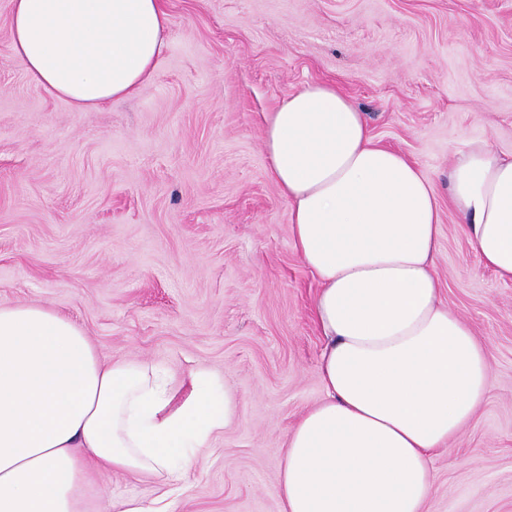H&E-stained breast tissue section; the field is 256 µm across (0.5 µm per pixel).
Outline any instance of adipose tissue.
<instances>
[{
  "label": "adipose tissue",
  "instance_id": "ef3b65f1",
  "mask_svg": "<svg viewBox=\"0 0 512 512\" xmlns=\"http://www.w3.org/2000/svg\"><path fill=\"white\" fill-rule=\"evenodd\" d=\"M169 39L162 0H11L15 59L78 112L152 84ZM264 143L326 340L325 395L286 434L281 512H425L433 459L472 422L492 376L484 344L442 300L441 207L512 282V157L486 140L453 151L440 200L328 83L283 97ZM191 383L178 398L148 364L102 361L52 306L0 303V512H101L105 474L162 488L186 478L240 405L215 397L204 374Z\"/></svg>",
  "mask_w": 512,
  "mask_h": 512
}]
</instances>
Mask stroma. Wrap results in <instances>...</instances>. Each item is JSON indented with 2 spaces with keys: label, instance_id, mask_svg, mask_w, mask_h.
<instances>
[{
  "label": "stroma",
  "instance_id": "1",
  "mask_svg": "<svg viewBox=\"0 0 512 512\" xmlns=\"http://www.w3.org/2000/svg\"><path fill=\"white\" fill-rule=\"evenodd\" d=\"M154 82L94 112L36 86L0 0V302H44L106 359L202 371L238 419L175 512H280L287 431L324 395L316 278L269 174L263 118L332 82L448 196V151L512 153V0H163ZM443 299L485 342L487 399L434 460L426 512H512V283L441 212Z\"/></svg>",
  "mask_w": 512,
  "mask_h": 512
}]
</instances>
